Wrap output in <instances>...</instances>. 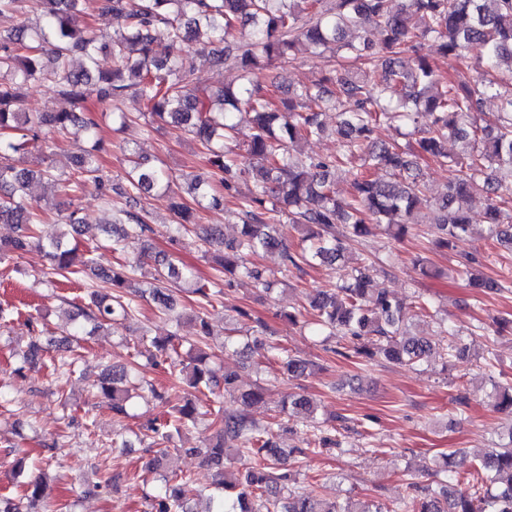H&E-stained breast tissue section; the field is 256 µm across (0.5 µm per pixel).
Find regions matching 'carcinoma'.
<instances>
[{"mask_svg":"<svg viewBox=\"0 0 512 512\" xmlns=\"http://www.w3.org/2000/svg\"><path fill=\"white\" fill-rule=\"evenodd\" d=\"M88 2L0 0V15L24 4L35 14L31 21L0 34V224H12L17 232L15 238L0 242V262L32 244L44 252L52 275L69 280L85 273L99 281L89 303L73 306L70 323L60 325L63 340L54 348L52 374L62 379L80 371L73 343L87 326H114L139 311L143 294L135 289V281L148 274L149 296L159 312L170 316L173 327L167 336L150 340L153 364L168 366L171 388L183 390L185 396L182 404L142 427L141 442L153 452L147 468L159 470L175 437L199 415H209V433L201 444L184 449L218 469V495L208 512H512V426L508 443L476 456L473 481L460 487L455 475L437 491L411 482L409 497L389 510L371 500L349 496L330 501L297 491L291 458L338 447L336 428L325 429L314 421L308 447H279L277 438L287 421L275 419L259 428L246 413L263 400L265 388L243 387L237 373L227 368L222 378L216 377L209 322V309L236 276L249 279L264 293L274 290V276L251 262L260 251H278L285 267L301 271L306 266L337 265L348 237H366L377 230L395 238L406 236L410 220L425 201L420 160H432L452 173L447 194L435 203L436 246L446 248L472 233L468 211L453 203L483 190L486 238L512 250V210L499 193L502 187L512 192V87L504 89L498 82L502 70L512 74V0H404L396 10L394 0H95L98 25L84 21ZM115 17L124 25L108 36L105 30ZM366 20L380 28V44L373 47L364 40L342 45L346 63L359 67L341 63L330 75L286 98H275L278 75L266 72L271 60L289 59L301 46L314 51L340 42L346 31L362 27ZM416 38L430 39L440 54L455 61L466 58L471 46H480L477 79L440 76L425 55L415 56L413 69L406 70L402 56ZM163 41L195 44L207 53L212 68L236 70L238 84L215 89L183 59L158 57ZM106 48L113 57L109 71L97 64L98 53ZM91 79L97 83L98 101L109 111L84 105L82 87ZM45 80L78 111H23L28 92ZM489 92L498 100V112L485 119L477 112ZM130 94L140 99L143 112L132 115L122 110ZM310 103H324L338 112L341 152L333 160L300 149L303 140L323 132L322 112L309 108ZM242 108L252 115V134L246 144L231 147L237 127L234 116ZM109 117L122 130L141 125L148 132L153 125L166 123L191 136L207 151L209 163V171L191 184L196 205L217 209L231 202L241 216L239 236L232 241L216 226L203 229L204 242L215 251V274L195 282L196 335L188 341L186 361L173 359L185 342L179 334L182 318L176 295L183 272L166 258L154 259L155 267L146 269L144 244L154 233L147 211L119 209L103 228L114 252L140 245L141 255L132 262L105 272L99 247H83L78 240L83 230L74 201L89 184L108 205L115 196L133 201L159 190L169 199L172 232L197 225L196 209L171 189L168 174L140 159L136 150L123 147L128 166L123 178L114 180L102 173L101 131ZM392 121L411 123L422 135L405 148L389 146L375 137V131ZM71 129L92 145L74 157L70 177L61 178L49 165L38 170L22 166L29 155L45 153L55 135ZM450 139L465 141V149L448 152ZM356 159L362 161L363 171L353 178L350 199L341 203L331 182L332 170L338 162ZM379 168L389 173L388 179L372 177L370 170ZM36 179L61 188L65 196L54 203L63 213V231L46 244L37 234L43 204L30 190ZM276 210L305 230L307 245L301 252L290 251L274 234L268 214ZM480 264L477 253L461 260V273L470 287L482 293L502 288L480 275ZM377 270L387 272L359 263L345 270L336 287L311 297L313 325L348 340L353 353L368 360L417 366L435 342L407 332L406 302L372 292ZM39 351L37 341H31L18 353L15 371L31 366ZM273 359L291 378L303 377L311 368L310 362L283 348ZM146 384L139 366H112L102 372L99 393L113 415L127 417L132 394ZM220 385L241 409L228 410L218 401L200 412L198 394ZM487 398L512 421V383L491 381ZM291 409L310 416L314 412L304 395L282 405L285 414ZM235 458H248L251 466L241 473L224 469L225 462ZM186 483L184 476H162L160 490L150 498V512H193L186 505ZM25 486L22 499L0 494V512H39L40 477H29Z\"/></svg>","mask_w":512,"mask_h":512,"instance_id":"cac0c4a2","label":"carcinoma"}]
</instances>
